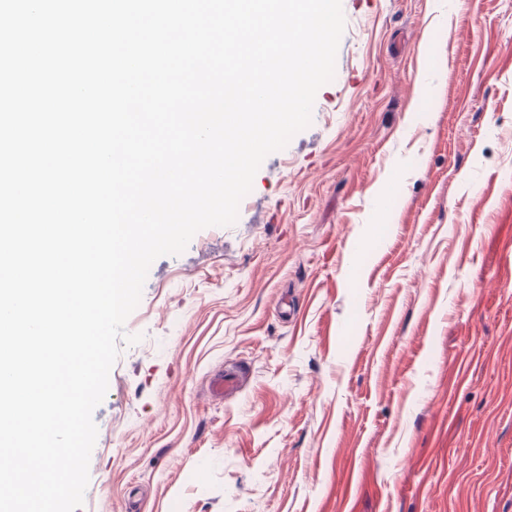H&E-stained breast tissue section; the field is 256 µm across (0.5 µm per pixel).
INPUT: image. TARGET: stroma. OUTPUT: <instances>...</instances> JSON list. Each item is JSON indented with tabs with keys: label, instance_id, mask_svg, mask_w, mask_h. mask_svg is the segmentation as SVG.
<instances>
[{
	"label": "stroma",
	"instance_id": "1",
	"mask_svg": "<svg viewBox=\"0 0 512 512\" xmlns=\"http://www.w3.org/2000/svg\"><path fill=\"white\" fill-rule=\"evenodd\" d=\"M342 8L310 125L151 264L79 512H512V0Z\"/></svg>",
	"mask_w": 512,
	"mask_h": 512
}]
</instances>
